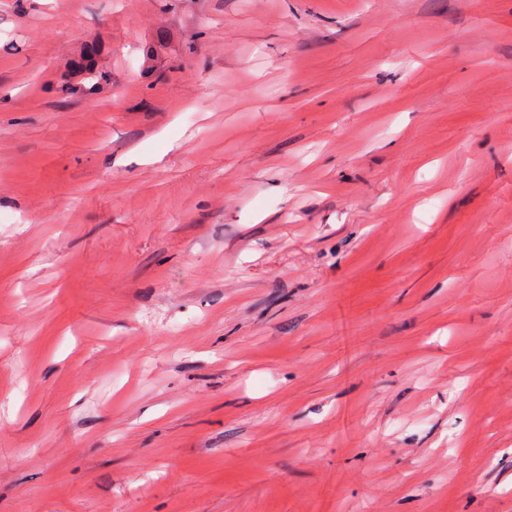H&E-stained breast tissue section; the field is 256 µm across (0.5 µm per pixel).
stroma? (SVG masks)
<instances>
[{"instance_id": "obj_1", "label": "stroma", "mask_w": 512, "mask_h": 512, "mask_svg": "<svg viewBox=\"0 0 512 512\" xmlns=\"http://www.w3.org/2000/svg\"><path fill=\"white\" fill-rule=\"evenodd\" d=\"M0 512H512V0H0Z\"/></svg>"}]
</instances>
